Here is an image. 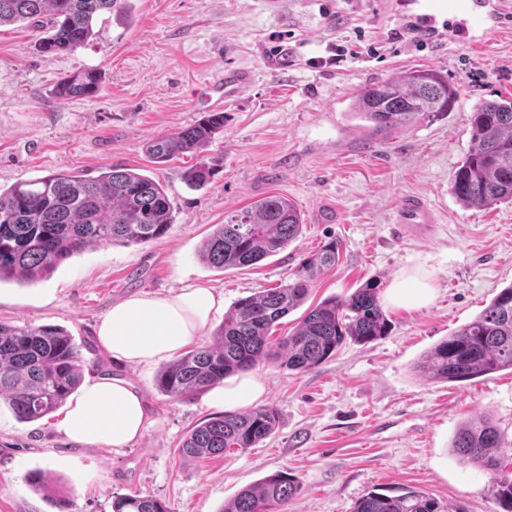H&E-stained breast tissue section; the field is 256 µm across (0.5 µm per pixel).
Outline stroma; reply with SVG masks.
<instances>
[{"instance_id": "35a3bbf8", "label": "stroma", "mask_w": 512, "mask_h": 512, "mask_svg": "<svg viewBox=\"0 0 512 512\" xmlns=\"http://www.w3.org/2000/svg\"><path fill=\"white\" fill-rule=\"evenodd\" d=\"M130 3L129 20L101 15L93 39L67 53L40 50L43 30L0 28V186L52 171L95 176L118 165L162 184L175 220L150 243L102 244L41 281L1 282L0 322L66 329L85 377L106 371L132 382L153 424L116 453L67 441L54 428L56 414L21 422L1 404L0 512H112L113 500L131 494L162 499L171 512H222L277 471L301 487L284 512H353L368 493L411 491L434 498L443 512H503L491 475L462 464L451 442L460 423L480 413L512 442V372L431 383L413 365L512 285V201L466 207L449 188L470 146L473 105L512 95V29L480 48L444 34L420 48L388 43L387 31L404 23L389 0H280L273 12L264 0ZM359 32L379 56L336 69L307 66ZM83 68L100 71L98 94L57 99L59 78ZM229 68L247 69L250 82L224 96L219 85ZM410 68L446 75L459 90L453 111L373 139L350 110L355 93ZM218 99L224 130L201 153L151 162V138L194 124ZM200 162L214 175L199 188L184 174ZM269 195L301 210L296 240L250 267L223 271L200 259L215 225ZM410 195L438 215L426 233L394 222ZM334 239L338 260L313 281L311 303L346 297L369 281L387 288L417 265L435 273L433 303L386 306V336L344 342L313 369L257 366L261 403L279 413L276 432L244 451L182 456L185 437L216 409L197 395L160 393L156 367L106 358L96 341L100 318L117 300L185 282L215 289L232 305L287 284L303 259ZM35 471L48 476L46 490L29 486Z\"/></svg>"}]
</instances>
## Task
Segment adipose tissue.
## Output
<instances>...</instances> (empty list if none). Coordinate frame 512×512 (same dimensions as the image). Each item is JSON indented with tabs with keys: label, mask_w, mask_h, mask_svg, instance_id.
<instances>
[{
	"label": "adipose tissue",
	"mask_w": 512,
	"mask_h": 512,
	"mask_svg": "<svg viewBox=\"0 0 512 512\" xmlns=\"http://www.w3.org/2000/svg\"><path fill=\"white\" fill-rule=\"evenodd\" d=\"M436 292L433 271H403L390 283L388 304L421 308ZM223 296L187 284L163 296L133 294L114 302L98 323L97 342L113 360L151 366L170 360L197 344ZM265 386L245 372L209 389L206 405L233 410L258 404ZM151 425L142 392L128 380L109 374L88 379L55 423L59 434L83 445H108L119 451L140 439Z\"/></svg>",
	"instance_id": "1"
}]
</instances>
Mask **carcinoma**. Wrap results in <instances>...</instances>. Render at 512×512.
Wrapping results in <instances>:
<instances>
[{"label":"carcinoma","mask_w":512,"mask_h":512,"mask_svg":"<svg viewBox=\"0 0 512 512\" xmlns=\"http://www.w3.org/2000/svg\"><path fill=\"white\" fill-rule=\"evenodd\" d=\"M129 0H0V26L27 22L47 29L40 49L71 52L94 35L96 16L122 17ZM100 75L93 68L63 76L61 99L89 98ZM459 96L454 84L433 70H400L356 93L352 112L376 134L431 122L452 111ZM470 146L450 179V190L467 207H490L512 201V98L477 104L471 112ZM224 131V113L209 112L193 126L155 137L146 151L155 163L196 153ZM198 163L186 172L196 186L211 177ZM173 222V204L163 186L129 168L112 166L95 179L68 172L0 187V282L37 281L49 277L68 258L101 244L135 246L163 236ZM303 216L288 199L270 195L215 225L201 252L217 269L258 263L283 250L300 233ZM339 244L332 241L306 258L286 285L237 300L224 314L214 344L183 354L156 375L157 388L179 398L202 393L225 377L261 363L289 371L317 367L345 339L371 343L388 333L375 283L345 298L311 304L299 323L281 338L273 326L308 299L310 284L336 263ZM414 372L426 381L460 382L502 370L512 371V286L502 289L472 321L424 353ZM79 349L63 329L0 322V403L18 420H39L62 406L82 381ZM278 426L272 406L228 412L196 427L182 445L190 457L255 447ZM465 464L491 472L496 495L512 512V473L506 470L512 448L487 416L464 421L451 445ZM300 490L296 477L277 471L243 489L222 512H275ZM113 512H170L152 496L118 498ZM353 512H442L432 497L409 492L400 496L370 493Z\"/></svg>","instance_id":"1"}]
</instances>
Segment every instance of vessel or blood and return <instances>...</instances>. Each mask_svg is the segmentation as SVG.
<instances>
[{
  "label": "vessel or blood",
  "instance_id": "obj_1",
  "mask_svg": "<svg viewBox=\"0 0 512 512\" xmlns=\"http://www.w3.org/2000/svg\"><path fill=\"white\" fill-rule=\"evenodd\" d=\"M408 9L425 16L429 26H442L449 34L467 32L471 44L478 45L498 29L512 27V0H408ZM395 223L407 231L437 221L436 213L419 197L403 198L396 211Z\"/></svg>",
  "mask_w": 512,
  "mask_h": 512
}]
</instances>
